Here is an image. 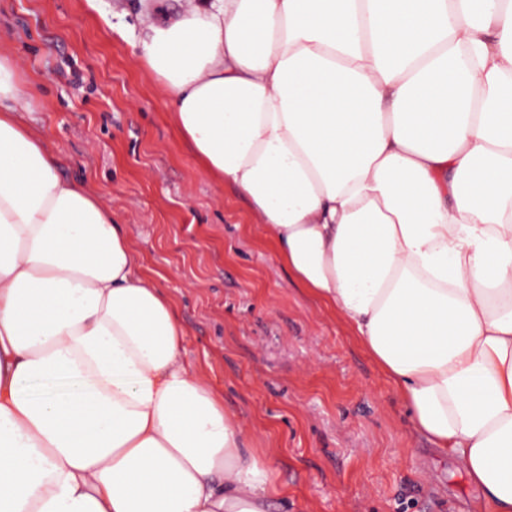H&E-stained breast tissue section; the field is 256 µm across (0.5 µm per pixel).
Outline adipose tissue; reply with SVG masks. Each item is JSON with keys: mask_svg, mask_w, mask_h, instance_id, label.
Returning a JSON list of instances; mask_svg holds the SVG:
<instances>
[{"mask_svg": "<svg viewBox=\"0 0 512 512\" xmlns=\"http://www.w3.org/2000/svg\"><path fill=\"white\" fill-rule=\"evenodd\" d=\"M141 64L455 460L512 512V0H142ZM0 54V512H275L170 297Z\"/></svg>", "mask_w": 512, "mask_h": 512, "instance_id": "1", "label": "adipose tissue"}]
</instances>
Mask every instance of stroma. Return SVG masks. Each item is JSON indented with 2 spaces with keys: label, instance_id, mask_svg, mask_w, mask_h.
I'll return each mask as SVG.
<instances>
[{
  "label": "stroma",
  "instance_id": "1",
  "mask_svg": "<svg viewBox=\"0 0 512 512\" xmlns=\"http://www.w3.org/2000/svg\"><path fill=\"white\" fill-rule=\"evenodd\" d=\"M143 20L140 0H0V48L38 77L20 85L26 122L111 209L176 307L186 360L274 458L280 512H477L348 324L205 172L140 66Z\"/></svg>",
  "mask_w": 512,
  "mask_h": 512
}]
</instances>
